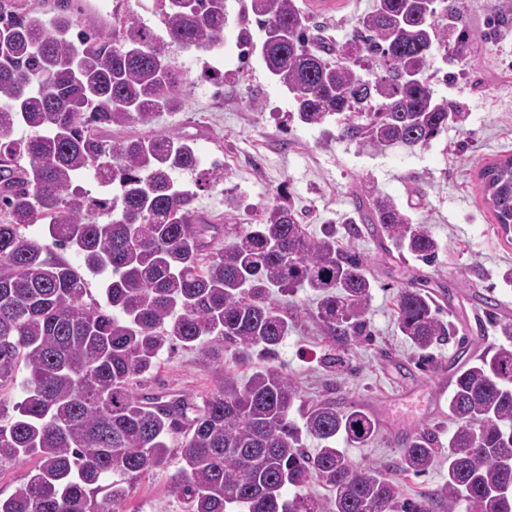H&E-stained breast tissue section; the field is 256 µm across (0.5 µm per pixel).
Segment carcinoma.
I'll use <instances>...</instances> for the list:
<instances>
[{"label": "carcinoma", "instance_id": "obj_1", "mask_svg": "<svg viewBox=\"0 0 512 512\" xmlns=\"http://www.w3.org/2000/svg\"><path fill=\"white\" fill-rule=\"evenodd\" d=\"M158 14V29L115 14L107 38L80 27L68 0L46 21L0 0V387L27 370L16 414L0 412V469L36 460L0 512H126L125 483L168 471L174 448L170 488L190 512H432L436 503L454 512L461 500L469 512H512L509 318H494L502 342L458 370L448 479L413 501H400V483L431 467L433 432L408 438L391 469L357 464L336 444L372 441L371 417L324 398L298 426L299 393L276 365L197 397L136 391L177 344L220 371L226 349L238 360L275 355L295 321L275 289H309L331 345L366 335L374 285L350 245L363 224L426 264L444 250L428 225L375 190L344 220L346 246L334 228L311 234L282 189L255 224L215 222L175 179L201 166L188 139H101L102 126L151 124L180 106L176 49L222 45L227 0H159ZM238 24L242 54L258 55L292 95L291 117L317 125L340 115L342 140L422 146L468 117L425 77L435 52L461 57L471 40L450 0H376L358 20L359 38L334 49L297 0H249ZM369 62L379 71L364 78ZM20 128L29 136L17 137ZM85 173L112 184V200L92 196ZM478 177L496 223L511 229L512 157ZM39 221L45 239L27 237ZM66 248L105 275V304L86 303L83 276L59 255ZM394 323L426 362L458 334L423 284L398 290ZM305 435L319 443L312 454Z\"/></svg>", "mask_w": 512, "mask_h": 512}]
</instances>
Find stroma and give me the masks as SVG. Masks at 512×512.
<instances>
[{"label": "stroma", "instance_id": "35a3bbf8", "mask_svg": "<svg viewBox=\"0 0 512 512\" xmlns=\"http://www.w3.org/2000/svg\"><path fill=\"white\" fill-rule=\"evenodd\" d=\"M495 3L458 2L473 35L493 32L494 45L488 51L469 50L462 59L435 54L427 76L436 97L465 103L468 119L462 126L449 124L424 146L380 150L339 140L336 115L318 125L292 121L294 103L287 89L258 57L239 56L243 0H227L223 85L202 77L211 52L176 51L185 79L181 106L149 125L98 131L108 141L160 130L189 138L205 167L221 168L226 175L201 189L194 174L180 172L176 179L196 190L200 210L229 224L252 221L283 186L314 234L328 224L341 226L367 188L410 206L413 220L430 226L445 246L432 266L401 258L391 242L368 231L356 241L374 281L366 315L369 336L328 349L310 313V294L302 290L292 298L294 327L271 360L298 388L300 405L327 397L375 419L377 434L368 444L337 443L354 462L393 466L405 437L426 428L435 432L438 461L426 474L404 481L406 498L435 489L448 477V435L456 428L448 416V395L455 369L497 341L480 295H493L500 313L512 317V282L503 278L512 269V232L496 224L478 179L481 165L512 156V10L500 12ZM299 4L310 10L325 36L344 42L355 35L358 18L372 10L375 0H332L327 11L311 9L310 0ZM412 282L427 284L444 319L466 338L462 344L436 345L426 365L393 323L396 293ZM331 351L342 367L326 365ZM271 361L257 354L243 361L228 358L218 371L196 352L176 349L164 353L160 370L142 379L141 390L197 395L224 381H242ZM170 482L167 472L133 479L128 512H189L186 502L171 493Z\"/></svg>", "mask_w": 512, "mask_h": 512}]
</instances>
